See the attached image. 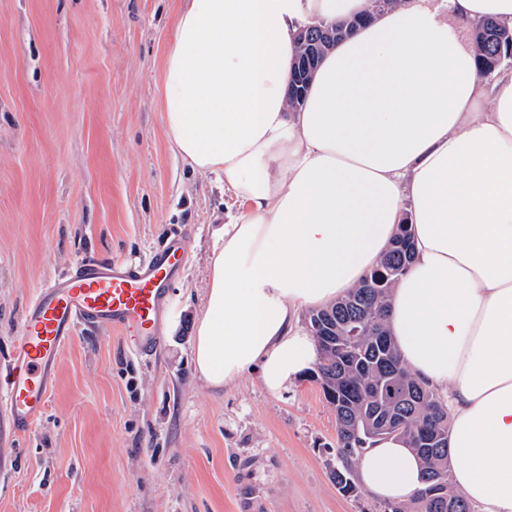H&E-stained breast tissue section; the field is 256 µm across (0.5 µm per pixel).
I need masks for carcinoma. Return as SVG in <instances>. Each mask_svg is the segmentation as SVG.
Listing matches in <instances>:
<instances>
[{"mask_svg":"<svg viewBox=\"0 0 512 512\" xmlns=\"http://www.w3.org/2000/svg\"><path fill=\"white\" fill-rule=\"evenodd\" d=\"M471 36L479 72L489 79L512 53V29L482 19ZM410 238L409 225H398L387 253L362 283L307 316L312 328L336 327L335 345L320 351L310 372L336 411L337 463L331 477L343 495H358L353 461L374 440L394 434L422 459L424 487L407 502L386 503L384 512H440L439 505L448 501L457 505L456 512H472L451 487V424L444 399L406 367L386 326L392 290L409 264L404 244Z\"/></svg>","mask_w":512,"mask_h":512,"instance_id":"1","label":"carcinoma"}]
</instances>
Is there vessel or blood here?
I'll return each mask as SVG.
<instances>
[{"instance_id": "b4317fda", "label": "vessel or blood", "mask_w": 512, "mask_h": 512, "mask_svg": "<svg viewBox=\"0 0 512 512\" xmlns=\"http://www.w3.org/2000/svg\"><path fill=\"white\" fill-rule=\"evenodd\" d=\"M188 232L170 235L139 261L83 259L46 280L24 309L9 363L0 372V409L14 435L41 419L58 355L78 327L119 331L141 356L163 344L170 287L185 266Z\"/></svg>"}]
</instances>
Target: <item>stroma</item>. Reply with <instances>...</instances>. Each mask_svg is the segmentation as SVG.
Here are the masks:
<instances>
[{
	"label": "stroma",
	"instance_id": "obj_1",
	"mask_svg": "<svg viewBox=\"0 0 512 512\" xmlns=\"http://www.w3.org/2000/svg\"><path fill=\"white\" fill-rule=\"evenodd\" d=\"M184 0H0V368L38 287L83 258L190 249L164 345L78 331L46 412L14 440L0 412V512H383L331 478L336 414L316 382L221 389L193 368L223 179L167 140L162 71Z\"/></svg>",
	"mask_w": 512,
	"mask_h": 512
}]
</instances>
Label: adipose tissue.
<instances>
[{"label":"adipose tissue","mask_w":512,"mask_h":512,"mask_svg":"<svg viewBox=\"0 0 512 512\" xmlns=\"http://www.w3.org/2000/svg\"><path fill=\"white\" fill-rule=\"evenodd\" d=\"M366 0H186L163 68L165 132L242 207L223 225L195 326L198 378L258 371L279 393L312 370L296 324L358 286L402 222L414 251L387 326L407 368L443 393L452 483L476 512H512V69L479 74L467 35L512 28V0H401L321 60L288 109L297 33ZM402 502L423 466L396 436L357 459Z\"/></svg>","instance_id":"obj_1"}]
</instances>
